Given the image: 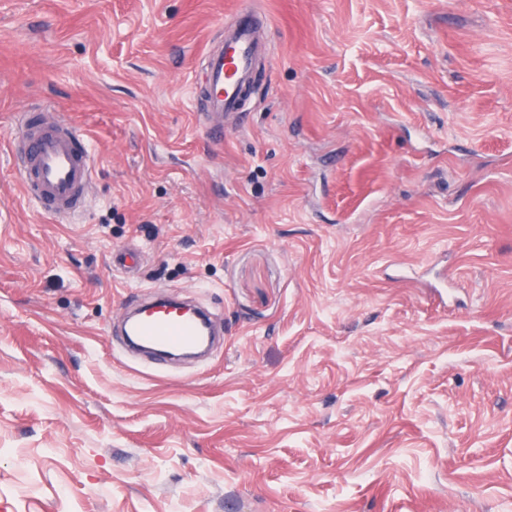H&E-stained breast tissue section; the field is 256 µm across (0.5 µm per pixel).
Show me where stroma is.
Masks as SVG:
<instances>
[{"instance_id": "35a3bbf8", "label": "stroma", "mask_w": 512, "mask_h": 512, "mask_svg": "<svg viewBox=\"0 0 512 512\" xmlns=\"http://www.w3.org/2000/svg\"><path fill=\"white\" fill-rule=\"evenodd\" d=\"M43 103L93 158L70 223L11 159ZM156 293L210 359L119 348ZM0 512H512V0H0ZM267 27L254 9L243 6L224 25L220 46L207 53L204 80L194 87L193 96L202 102L200 115L215 138L224 134V118H237L243 111L253 72L269 58Z\"/></svg>"}]
</instances>
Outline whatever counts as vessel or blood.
<instances>
[{
	"label": "vessel or blood",
	"mask_w": 512,
	"mask_h": 512,
	"mask_svg": "<svg viewBox=\"0 0 512 512\" xmlns=\"http://www.w3.org/2000/svg\"><path fill=\"white\" fill-rule=\"evenodd\" d=\"M267 27L254 9L241 7L225 25L219 47L209 51L204 80L193 96L203 105V122L211 136H222L225 120L242 112L253 72L269 57ZM14 157L25 194L45 213L65 219L85 207L91 156L63 117L27 113L18 125ZM123 334L159 351L192 350L204 328L194 314L154 303L134 322L125 323Z\"/></svg>",
	"instance_id": "obj_1"
}]
</instances>
